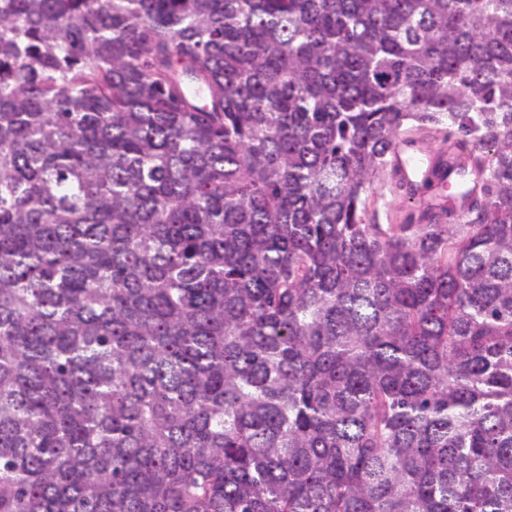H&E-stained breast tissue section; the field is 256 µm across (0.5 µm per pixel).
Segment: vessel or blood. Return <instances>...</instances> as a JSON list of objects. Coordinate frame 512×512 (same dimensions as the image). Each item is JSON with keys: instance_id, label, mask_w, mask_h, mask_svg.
<instances>
[{"instance_id": "obj_1", "label": "vessel or blood", "mask_w": 512, "mask_h": 512, "mask_svg": "<svg viewBox=\"0 0 512 512\" xmlns=\"http://www.w3.org/2000/svg\"><path fill=\"white\" fill-rule=\"evenodd\" d=\"M472 161L467 152L458 150L429 155L408 141H398L393 149L392 171L406 196L421 201L429 194L441 198L442 208L463 215L470 206L469 198L450 194L455 173L466 171Z\"/></svg>"}]
</instances>
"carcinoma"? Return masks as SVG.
I'll return each mask as SVG.
<instances>
[{
    "mask_svg": "<svg viewBox=\"0 0 512 512\" xmlns=\"http://www.w3.org/2000/svg\"><path fill=\"white\" fill-rule=\"evenodd\" d=\"M0 512H512V0H0ZM408 137L414 138L417 141V145L429 153L439 152L442 149L453 146L454 140L449 142L444 141V134L435 129H428L423 131L413 130ZM391 166L405 193L396 188L387 174L381 177L369 193L367 202V218L372 219L373 224H409L406 219L417 207L409 199L420 203L429 196L432 188L442 199L440 206L433 209L436 214L444 216L449 208L456 216H461L469 208V198L448 195L456 172L466 171L469 167L476 170L467 152L458 150L429 155L416 145L400 140L394 146Z\"/></svg>",
    "mask_w": 512,
    "mask_h": 512,
    "instance_id": "carcinoma-1",
    "label": "carcinoma"
}]
</instances>
